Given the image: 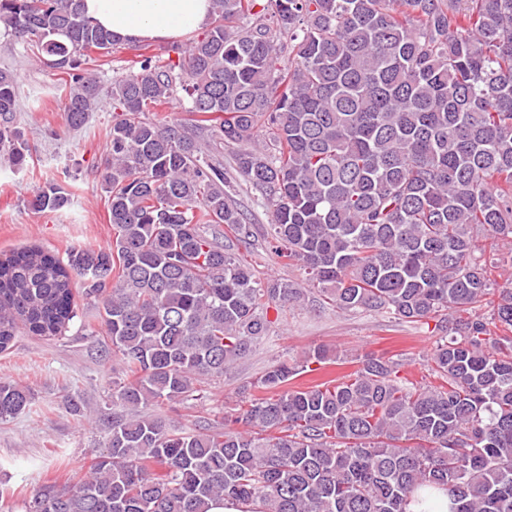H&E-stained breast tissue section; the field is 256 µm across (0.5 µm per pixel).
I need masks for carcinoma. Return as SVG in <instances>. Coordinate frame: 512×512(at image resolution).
Returning <instances> with one entry per match:
<instances>
[{
  "label": "carcinoma",
  "instance_id": "carcinoma-1",
  "mask_svg": "<svg viewBox=\"0 0 512 512\" xmlns=\"http://www.w3.org/2000/svg\"><path fill=\"white\" fill-rule=\"evenodd\" d=\"M212 0L188 43L112 78L98 170L112 245L60 258L37 247L0 259V352L19 327L59 337L80 322L72 280L101 304L100 331L125 371L112 382L105 451L69 484L40 485L26 512H208L229 497L264 512H407L448 492L449 512H512V289L485 247H512V0ZM0 33L60 77L80 129L96 111L86 65L117 40L81 0H0ZM288 51V64L278 55ZM178 99L189 119L154 110ZM15 73L0 69V158L32 159ZM153 117H148V113ZM271 214L273 254L336 311L434 322L435 382L367 356L294 384L318 348L272 363L247 407L199 429L148 408L198 402L266 336L268 309L299 306V284L263 280L224 248L252 235L218 158ZM71 202L37 189L36 211ZM483 305L487 317L471 314ZM30 393L0 380V420Z\"/></svg>",
  "mask_w": 512,
  "mask_h": 512
}]
</instances>
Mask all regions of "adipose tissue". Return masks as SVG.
Returning a JSON list of instances; mask_svg holds the SVG:
<instances>
[{"label":"adipose tissue","mask_w":512,"mask_h":512,"mask_svg":"<svg viewBox=\"0 0 512 512\" xmlns=\"http://www.w3.org/2000/svg\"><path fill=\"white\" fill-rule=\"evenodd\" d=\"M82 7L116 39L174 42L206 26L211 0H83Z\"/></svg>","instance_id":"ef3b65f1"}]
</instances>
